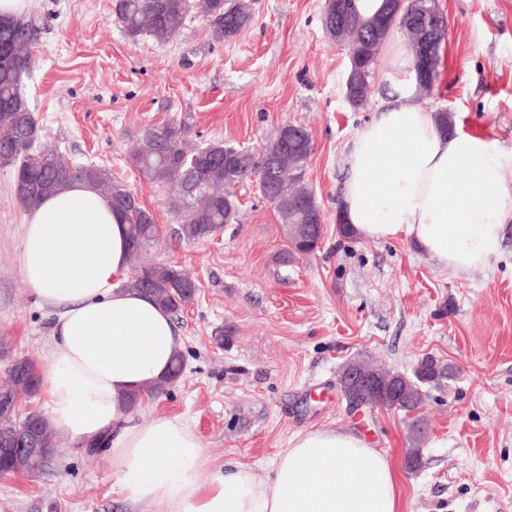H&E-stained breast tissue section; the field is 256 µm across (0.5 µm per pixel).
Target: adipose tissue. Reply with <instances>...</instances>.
I'll list each match as a JSON object with an SVG mask.
<instances>
[{
    "instance_id": "1",
    "label": "adipose tissue",
    "mask_w": 512,
    "mask_h": 512,
    "mask_svg": "<svg viewBox=\"0 0 512 512\" xmlns=\"http://www.w3.org/2000/svg\"><path fill=\"white\" fill-rule=\"evenodd\" d=\"M386 93L357 133L342 212L361 238L402 239L455 274L486 266L504 241L512 187L494 141L454 125L441 133L417 90L410 50L393 46ZM28 292L57 312L42 369L50 423L77 443L107 439L123 496L154 512H401L397 469L355 434H296L266 480L235 466L202 479L207 452L188 422L137 421L131 394L163 381L180 336L171 313L123 289L126 227L83 183L25 215L17 254Z\"/></svg>"
}]
</instances>
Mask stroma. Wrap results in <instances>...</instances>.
<instances>
[{
	"label": "stroma",
	"instance_id": "1",
	"mask_svg": "<svg viewBox=\"0 0 512 512\" xmlns=\"http://www.w3.org/2000/svg\"><path fill=\"white\" fill-rule=\"evenodd\" d=\"M447 21L432 111L459 115L496 141L512 186V0H437ZM325 0H252V19L218 43L201 17L160 42L130 38L112 0H32L38 27L26 97L39 146L107 168L160 229L146 258L195 279L175 316L183 375L136 410L140 421L188 420L210 470L230 463L265 479L297 433L352 431L398 464L403 512H512V215L500 257L455 274L404 240L343 237L337 229L350 147L381 97L392 32L377 52L373 90L352 108L349 61L325 33ZM186 123L188 147L223 140L259 149L288 124L309 133L304 179L323 214V243L285 258L286 229L257 177L236 186L242 221L196 242L182 239L168 186L142 177L129 157L145 128ZM13 173L0 168V383L12 358L45 363L56 313L31 296L17 264L24 216ZM226 331L217 341L218 331ZM432 357L454 380L430 390L421 464L408 470L403 413L353 411L338 385L364 359L412 374ZM0 512H147L128 503L105 451L60 438L41 475L0 477Z\"/></svg>",
	"mask_w": 512,
	"mask_h": 512
}]
</instances>
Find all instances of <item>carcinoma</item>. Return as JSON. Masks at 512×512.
I'll list each match as a JSON object with an SVG mask.
<instances>
[{
  "label": "carcinoma",
  "instance_id": "obj_1",
  "mask_svg": "<svg viewBox=\"0 0 512 512\" xmlns=\"http://www.w3.org/2000/svg\"><path fill=\"white\" fill-rule=\"evenodd\" d=\"M112 11L128 36L149 35L160 42L174 38L188 16L204 18L214 41L222 42L238 35L251 19L250 8L243 0H113ZM438 20L441 32L430 42L423 65H415L419 88L429 94L434 88L439 51L447 33V23L436 0H404L398 18L382 24L379 16L365 17L348 6L341 31L328 27L325 32L340 35L353 53L350 63V104L364 105L371 91V79L377 47L391 32L398 30L413 45L425 41L423 19ZM34 39L32 21L23 17H0V167L14 174L15 196L21 206L31 208L50 194L67 190L76 182L85 183L107 196L112 210L127 226L130 261L137 262L156 241L159 230L153 215L145 209L124 184L112 180L109 172L96 165L74 166L59 151L36 147L40 128L26 94ZM189 128L184 124L149 127L142 135L144 146L134 147L130 158L137 170L149 181L168 185L174 192L172 208L179 218V234L188 241L214 236L226 224L240 223V208L233 187L251 175L272 193L275 208L287 229L289 253L308 254L319 233L323 219L313 191L304 181V171L313 145L309 134L300 126L286 125L257 152L245 151L224 141H214L188 153L183 149ZM136 275L127 287L150 297L158 306L175 314L194 299L196 283L190 273L176 264L147 263L135 267ZM422 376L413 378L415 399L422 403L425 388L433 386L436 370L445 365L433 358L425 359ZM184 369V358L174 356L170 376L147 389L151 397L167 392L170 384ZM39 389V368L30 359L23 360L21 370L0 386V395L14 401L33 397ZM31 428L40 447L49 454L26 464L0 452V476L19 472L38 476L49 466L58 436L49 420L33 411Z\"/></svg>",
  "mask_w": 512,
  "mask_h": 512
}]
</instances>
